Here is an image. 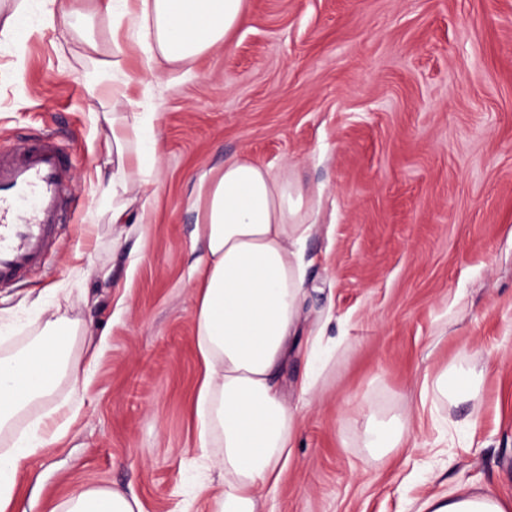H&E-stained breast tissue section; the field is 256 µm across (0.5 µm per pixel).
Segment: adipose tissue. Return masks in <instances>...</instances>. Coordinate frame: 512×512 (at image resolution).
<instances>
[{"label":"adipose tissue","instance_id":"1","mask_svg":"<svg viewBox=\"0 0 512 512\" xmlns=\"http://www.w3.org/2000/svg\"><path fill=\"white\" fill-rule=\"evenodd\" d=\"M96 12L112 21L113 51L97 62L112 105L97 120L110 132L111 169H98L110 200V221L125 224L133 187L159 185L157 145L146 144L154 112H122L117 103L138 84L154 101L161 79L133 81L124 50L141 52L148 68L158 61L184 67L219 48L244 21V0H97ZM310 191L287 169L242 154L194 183L195 239L203 246L196 266L195 323L203 373L195 396L199 448L219 441L224 490L219 512H260L263 489L277 485L293 455L299 408L280 382L292 337H307L311 368L300 395L314 394L319 364L332 353L318 331H304V244L314 226ZM65 370L59 353L44 348L0 357V428L14 426L29 406L49 396ZM46 427L34 424L0 450V512H10L17 471L46 445ZM137 498L103 490L74 491L66 512H137ZM425 512H512V504L486 491L459 488L435 495Z\"/></svg>","mask_w":512,"mask_h":512}]
</instances>
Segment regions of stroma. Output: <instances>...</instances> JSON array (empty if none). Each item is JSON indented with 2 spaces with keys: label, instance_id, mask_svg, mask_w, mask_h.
I'll return each mask as SVG.
<instances>
[{
  "label": "stroma",
  "instance_id": "obj_1",
  "mask_svg": "<svg viewBox=\"0 0 512 512\" xmlns=\"http://www.w3.org/2000/svg\"><path fill=\"white\" fill-rule=\"evenodd\" d=\"M0 37V141L55 134L68 224L44 266L0 288V356L42 336L41 306L84 328L62 379L18 428L80 412L16 478L11 512H63L77 489L141 512H216L221 451L197 446L195 214L204 170L247 154L320 191L306 310L340 339L301 399L291 463L263 512H419L460 486L512 502V0H246L224 46L156 101L162 182L145 223L113 224L97 188L107 127L90 111L95 31ZM473 378L470 401L430 387ZM400 425L379 451L366 431ZM209 494H198L201 484Z\"/></svg>",
  "mask_w": 512,
  "mask_h": 512
}]
</instances>
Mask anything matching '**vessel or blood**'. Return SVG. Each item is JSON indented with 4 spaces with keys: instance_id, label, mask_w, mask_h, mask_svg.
<instances>
[{
    "instance_id": "vessel-or-blood-1",
    "label": "vessel or blood",
    "mask_w": 512,
    "mask_h": 512,
    "mask_svg": "<svg viewBox=\"0 0 512 512\" xmlns=\"http://www.w3.org/2000/svg\"><path fill=\"white\" fill-rule=\"evenodd\" d=\"M68 162L51 138L0 146V288L37 272L69 219Z\"/></svg>"
}]
</instances>
